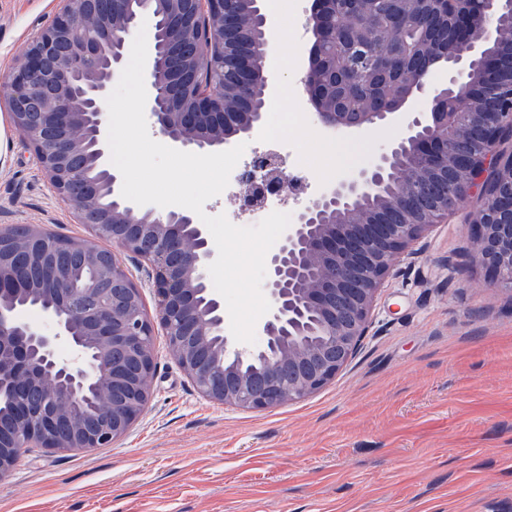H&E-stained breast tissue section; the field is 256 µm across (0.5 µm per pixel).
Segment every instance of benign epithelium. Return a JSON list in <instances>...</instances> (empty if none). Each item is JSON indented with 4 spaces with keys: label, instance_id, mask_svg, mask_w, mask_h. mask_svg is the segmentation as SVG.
<instances>
[{
    "label": "benign epithelium",
    "instance_id": "1",
    "mask_svg": "<svg viewBox=\"0 0 512 512\" xmlns=\"http://www.w3.org/2000/svg\"><path fill=\"white\" fill-rule=\"evenodd\" d=\"M227 0H58V12L28 44L0 83L11 127L32 151L56 196L68 204L90 239H73L40 225L16 234L0 226V482L29 449L79 452L107 448L137 422L153 390L163 331L167 354L205 400L243 410H265L304 399L332 382L369 332L377 295L387 278L435 225L463 211L472 265L487 286L512 292V85L492 88L484 112L469 95L478 68L499 66L469 33L464 19L448 40V84L409 80L390 112H332L319 107L317 123L348 135L400 124L371 165L333 181L311 197L266 262L263 292L271 308L258 327L262 342L245 347L230 335L223 306L207 286L216 245L204 225L173 209L138 206L120 196V174L108 159L105 112L111 80L143 18L162 17L145 65V113L156 134L175 148L215 153L232 144L224 130L251 136L264 113L228 106L225 65L241 83L258 80L265 104L274 82L250 49L224 55V42L243 27ZM483 40L500 37L509 0H475ZM318 68L301 78L310 103L319 102ZM426 96L425 112L403 108ZM457 111L441 112L448 98ZM400 192L385 208L339 223L384 185ZM303 191L271 156H258L239 178L244 209L269 196ZM112 241L142 261L156 297L145 311L141 290L112 252ZM43 323L20 312L30 298Z\"/></svg>",
    "mask_w": 512,
    "mask_h": 512
}]
</instances>
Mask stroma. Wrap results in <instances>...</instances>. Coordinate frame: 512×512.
Wrapping results in <instances>:
<instances>
[{
    "instance_id": "stroma-1",
    "label": "stroma",
    "mask_w": 512,
    "mask_h": 512,
    "mask_svg": "<svg viewBox=\"0 0 512 512\" xmlns=\"http://www.w3.org/2000/svg\"><path fill=\"white\" fill-rule=\"evenodd\" d=\"M56 13L0 0V79ZM271 106L250 145H289L310 193L368 164L390 132L342 140ZM0 225L90 231L51 189L0 110ZM464 213L425 236L380 291L374 323L334 381L243 411L201 398L159 354L153 394L108 448L34 451L0 483V512H512V293L470 264Z\"/></svg>"
}]
</instances>
